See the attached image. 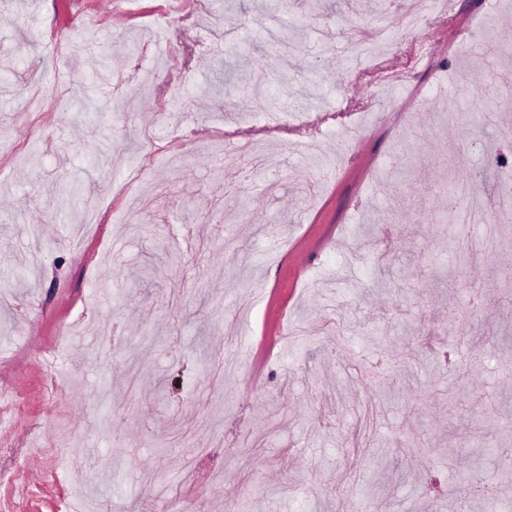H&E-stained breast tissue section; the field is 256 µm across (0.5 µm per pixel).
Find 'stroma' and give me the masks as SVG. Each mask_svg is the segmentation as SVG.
Masks as SVG:
<instances>
[{
	"label": "stroma",
	"mask_w": 512,
	"mask_h": 512,
	"mask_svg": "<svg viewBox=\"0 0 512 512\" xmlns=\"http://www.w3.org/2000/svg\"><path fill=\"white\" fill-rule=\"evenodd\" d=\"M55 2L0 0V512H512V0L363 62L403 0Z\"/></svg>",
	"instance_id": "obj_1"
}]
</instances>
